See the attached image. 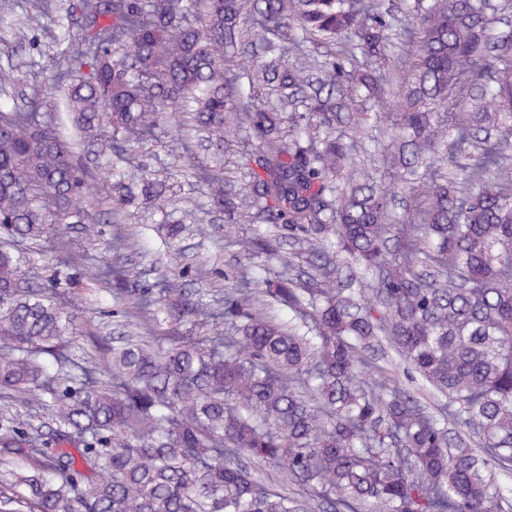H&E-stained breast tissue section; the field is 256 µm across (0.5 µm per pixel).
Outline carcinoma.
<instances>
[{"instance_id": "cac0c4a2", "label": "carcinoma", "mask_w": 512, "mask_h": 512, "mask_svg": "<svg viewBox=\"0 0 512 512\" xmlns=\"http://www.w3.org/2000/svg\"><path fill=\"white\" fill-rule=\"evenodd\" d=\"M57 85L82 137L112 129L116 152L186 112L203 132H245L254 218L288 227L236 240L277 275L212 302L178 277L130 288L125 236L92 277L125 307L134 335H86L65 291L25 278L16 240L57 241L56 284L89 264L65 238L99 222L92 176L30 100L0 109V393L47 390V421L0 407V512H512V29L489 0H416L403 99L381 72L391 23L377 0H80ZM31 4L23 28L42 27ZM329 48L312 74L306 43ZM358 102L399 129L383 150L393 183L364 177ZM291 127L281 136L283 122ZM211 202L236 224L224 174L201 170ZM416 194L417 224L389 203ZM161 209L167 186L112 183V216L137 196ZM293 313L279 323L264 307ZM388 344L448 417L366 357Z\"/></svg>"}]
</instances>
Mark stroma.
Wrapping results in <instances>:
<instances>
[{
    "mask_svg": "<svg viewBox=\"0 0 512 512\" xmlns=\"http://www.w3.org/2000/svg\"><path fill=\"white\" fill-rule=\"evenodd\" d=\"M73 2L55 0L43 26L27 31L21 40L14 36L22 24L21 10L0 15V67L13 69L16 78L14 87L0 95V103L22 105L37 98L49 106L60 104L61 96L54 85L57 54L67 24L66 12ZM252 148L250 141L240 138L224 151H215L204 137L167 114L159 119L153 138L123 156H115L109 146H94L87 161L96 172H112L127 180L146 175L168 181L174 185L173 200L163 212L148 201L136 200L121 220L99 224L91 234L74 227L69 234L73 246L86 250L94 265L103 268L112 263L111 254L103 248L104 240L116 235L127 237L131 247L125 262L136 288L157 287L161 280L174 275L182 276L188 287L199 290L221 274L228 275L230 283L239 282L242 272L254 271L255 266L237 246L228 244L226 237L251 233L254 227L246 220L225 223L223 213L211 205L194 171L203 167L223 173L233 193L245 196L241 163ZM178 220L184 221L187 230L179 243L166 245L162 227ZM68 307L77 315V333L81 336L89 331L118 332L128 322L125 315H113L109 295L97 282L86 278L80 287L72 289Z\"/></svg>",
    "mask_w": 512,
    "mask_h": 512,
    "instance_id": "stroma-1",
    "label": "stroma"
}]
</instances>
